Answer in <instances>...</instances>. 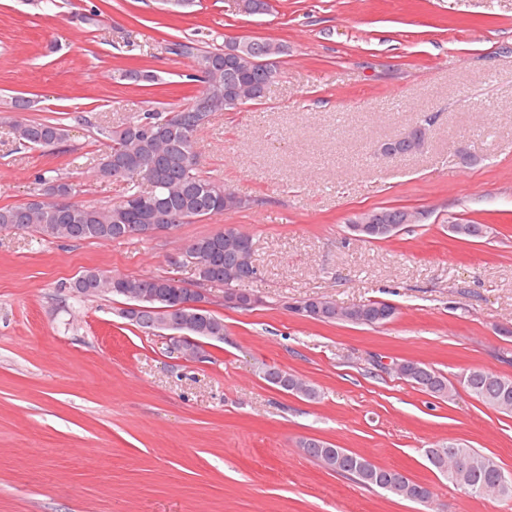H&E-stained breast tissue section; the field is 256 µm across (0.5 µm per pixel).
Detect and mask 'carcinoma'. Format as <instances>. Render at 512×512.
<instances>
[{"label":"carcinoma","mask_w":512,"mask_h":512,"mask_svg":"<svg viewBox=\"0 0 512 512\" xmlns=\"http://www.w3.org/2000/svg\"><path fill=\"white\" fill-rule=\"evenodd\" d=\"M284 53L281 44L261 41L259 50L240 49L227 56L224 47L194 48L197 80L202 89L197 97L210 102L202 112H145L117 126L100 128L110 145L97 159L94 176L102 180L120 177L129 184L124 198L112 205L87 206L72 202L60 207L50 201L57 192L75 193L69 181L41 174L39 199L23 205L0 207V231L33 232L43 239L65 241H111L128 239L150 224L173 226L190 224L232 212L249 205V201L224 188V185L199 171L196 135L214 112H229L255 103L264 96L268 65L262 60L275 59ZM30 107L20 98L11 103L0 120L8 125L22 146L50 148L66 140L68 129L59 123L37 122L15 116ZM450 231L463 240L480 239L487 234L483 224H452ZM182 265L193 270L195 286L215 284L221 288L257 278L254 252L242 253L237 243L224 231L195 237L183 244ZM80 297L112 295L146 306L142 310H121L123 318L142 329L161 319L160 308L189 288L171 276H115L100 270H87L71 285ZM363 311L336 313V302L301 300L290 306L294 312L322 322L352 318L361 325L382 326L397 308L384 301L361 305ZM171 317L186 326L193 336L207 339L224 335V320L205 307L184 309ZM270 385L297 397L315 401L318 389L305 379L275 366L262 371ZM400 377L433 397L452 400L455 385L430 365L416 360L401 361ZM460 384L477 401L500 413L512 414V377L496 374L481 367L469 369ZM303 452L319 460L328 470L339 472L366 488H380L397 497L419 504L431 498L430 490L406 473L378 466L366 457L318 439H304ZM429 464L448 482L475 497H493L512 501V477L491 457L458 441L438 448L425 449Z\"/></svg>","instance_id":"cac0c4a2"}]
</instances>
